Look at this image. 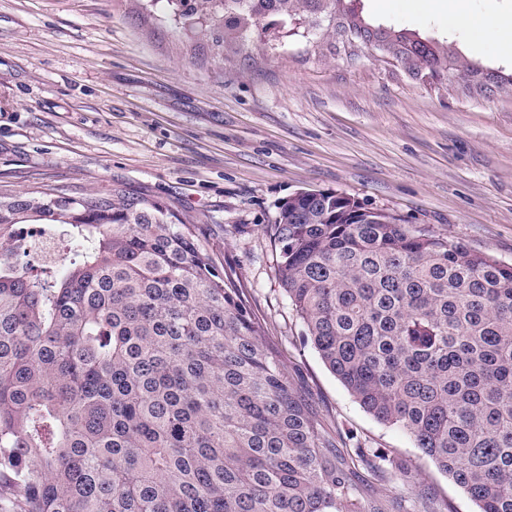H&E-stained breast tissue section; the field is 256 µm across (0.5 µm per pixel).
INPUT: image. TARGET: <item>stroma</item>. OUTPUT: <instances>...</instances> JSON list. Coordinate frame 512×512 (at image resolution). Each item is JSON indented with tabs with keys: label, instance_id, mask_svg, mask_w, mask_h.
<instances>
[{
	"label": "stroma",
	"instance_id": "stroma-1",
	"mask_svg": "<svg viewBox=\"0 0 512 512\" xmlns=\"http://www.w3.org/2000/svg\"><path fill=\"white\" fill-rule=\"evenodd\" d=\"M362 7L512 73L511 55L443 22L455 8L512 15V0ZM262 44L225 49L220 29L196 40L167 0H0V191L128 189L201 225L365 493L400 512L419 495L438 512H477L323 364L279 284L268 226L280 201L325 190L512 264V89L437 84L310 35Z\"/></svg>",
	"mask_w": 512,
	"mask_h": 512
}]
</instances>
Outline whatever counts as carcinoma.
Masks as SVG:
<instances>
[{"mask_svg":"<svg viewBox=\"0 0 512 512\" xmlns=\"http://www.w3.org/2000/svg\"><path fill=\"white\" fill-rule=\"evenodd\" d=\"M236 47L341 31L414 76L512 87L355 0H189ZM66 227L62 266L31 238ZM277 274L320 359L477 512H512V264L315 190L277 205ZM0 512H387L336 462L198 225L125 189L0 193Z\"/></svg>","mask_w":512,"mask_h":512,"instance_id":"obj_1","label":"carcinoma"}]
</instances>
